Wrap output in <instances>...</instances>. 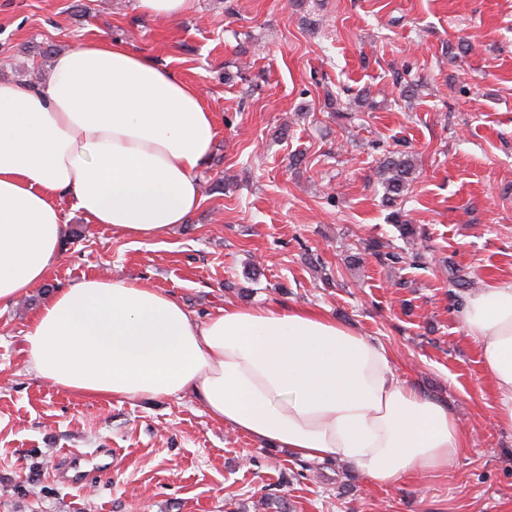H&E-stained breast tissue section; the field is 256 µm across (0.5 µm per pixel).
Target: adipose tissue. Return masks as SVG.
Segmentation results:
<instances>
[{"instance_id":"obj_1","label":"adipose tissue","mask_w":512,"mask_h":512,"mask_svg":"<svg viewBox=\"0 0 512 512\" xmlns=\"http://www.w3.org/2000/svg\"><path fill=\"white\" fill-rule=\"evenodd\" d=\"M215 136L199 88L121 41L60 53L41 84L0 81V306L48 278L66 208L134 239L188 223ZM461 321L512 430V283L469 295ZM24 353L72 393L186 398L260 446L342 460L385 487L444 473L466 445L384 347L306 307L228 303L200 320L170 292L92 275L46 297Z\"/></svg>"}]
</instances>
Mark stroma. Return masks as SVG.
I'll return each mask as SVG.
<instances>
[{
    "mask_svg": "<svg viewBox=\"0 0 512 512\" xmlns=\"http://www.w3.org/2000/svg\"><path fill=\"white\" fill-rule=\"evenodd\" d=\"M97 37L203 90L217 128L204 200L154 240L67 210L49 277L0 311V512H269L270 498L290 512H512V430L460 320L462 281L512 282V0H196L173 21L136 0H0V80L45 82L54 55ZM398 149L414 154L401 208L419 266L398 261L381 203L377 165ZM96 274L173 293L201 319L229 302L317 309L383 345L468 446L447 473L386 488L342 461L260 447L185 399L118 402L38 379L28 320ZM108 450L110 472L64 482L66 454Z\"/></svg>",
    "mask_w": 512,
    "mask_h": 512,
    "instance_id": "1",
    "label": "stroma"
}]
</instances>
